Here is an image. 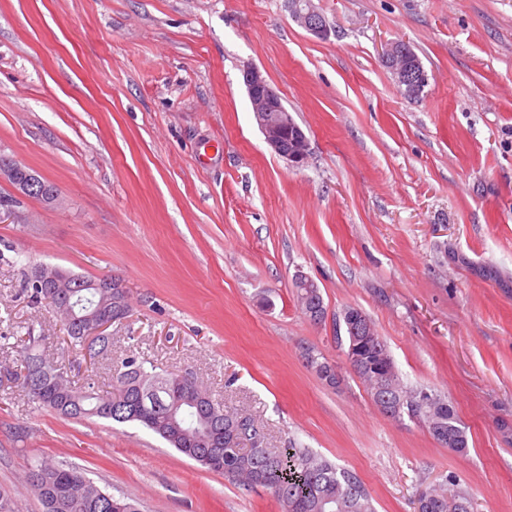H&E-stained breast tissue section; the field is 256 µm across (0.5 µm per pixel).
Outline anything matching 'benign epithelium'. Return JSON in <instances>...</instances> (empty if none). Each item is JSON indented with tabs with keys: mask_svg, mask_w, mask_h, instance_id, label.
I'll use <instances>...</instances> for the list:
<instances>
[{
	"mask_svg": "<svg viewBox=\"0 0 512 512\" xmlns=\"http://www.w3.org/2000/svg\"><path fill=\"white\" fill-rule=\"evenodd\" d=\"M292 17L296 23L312 36L325 40L330 37L332 29L324 16L314 7L312 0L303 3L293 0ZM382 60L392 73L397 83L415 87L426 82V74L418 63L411 61L404 41L396 39L387 42L382 50ZM243 81L247 89L252 112L266 145L289 164L299 167L306 163L310 155V143L306 133L294 123V119L275 92L262 71L250 65L243 71ZM38 280L53 281L57 294L62 296V289L69 287L73 276L60 270L46 271L39 269ZM125 321L121 311L102 314L97 318L94 334L105 336L114 323Z\"/></svg>",
	"mask_w": 512,
	"mask_h": 512,
	"instance_id": "obj_1",
	"label": "benign epithelium"
}]
</instances>
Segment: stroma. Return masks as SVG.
Wrapping results in <instances>:
<instances>
[{"label":"stroma","mask_w":512,"mask_h":512,"mask_svg":"<svg viewBox=\"0 0 512 512\" xmlns=\"http://www.w3.org/2000/svg\"><path fill=\"white\" fill-rule=\"evenodd\" d=\"M0 0V154L54 184L0 221V487L79 467L141 512H283L136 424L68 419L9 374L26 334L76 385L108 389L133 354L201 378L270 448H307L360 478L376 512H416L456 480L473 512H512V0ZM401 39L429 83L408 99L381 63ZM258 66L310 141L273 154L243 83ZM115 277L132 312L91 360L26 279L39 264ZM319 286L321 322L294 276ZM366 313L405 385L445 395L458 453L393 420L347 363L342 313ZM335 365L330 386L305 350ZM292 4V17L296 23L312 36L318 39H328L332 29L324 16L314 7L313 1L303 4L299 0L290 1ZM305 284L309 288H297L295 285V295L298 306L308 317L307 310L308 308H319L322 314L325 312L324 300L322 293L320 292V288L316 286V284L310 280L303 272H297L294 278V283ZM313 284V287L310 286Z\"/></svg>","instance_id":"stroma-1"}]
</instances>
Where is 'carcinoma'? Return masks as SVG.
<instances>
[{"label":"carcinoma","instance_id":"1","mask_svg":"<svg viewBox=\"0 0 512 512\" xmlns=\"http://www.w3.org/2000/svg\"><path fill=\"white\" fill-rule=\"evenodd\" d=\"M78 279L91 282L82 275ZM79 284L73 282L69 288L71 312L49 283L40 288L30 276L27 292L32 303L44 301L52 308L70 345L84 349L94 328L91 315L109 303L129 314L131 305L128 295L116 288H81ZM295 295L302 312L325 311L320 289L297 288ZM363 320L359 336L365 342L363 359L352 369L370 397L385 400L382 412L399 421L405 414L412 415L413 404L426 395L430 404L422 415L423 428L449 449L465 451L466 431L451 402L423 388L404 387L386 342L368 316ZM36 342L31 335L22 340L20 368L12 375L39 406L69 419L97 417L141 425L232 484L271 489L285 512H376L372 495L356 475L307 448L266 447L263 428L254 418L224 408L195 379L182 384L181 375L150 372L136 356L128 355L112 375L111 390L99 392L73 384L53 359L37 352ZM27 480L42 512H107L103 507L107 492L75 466L41 461L29 469ZM418 501L422 512L472 509L469 494L448 479L420 489Z\"/></svg>","mask_w":512,"mask_h":512}]
</instances>
